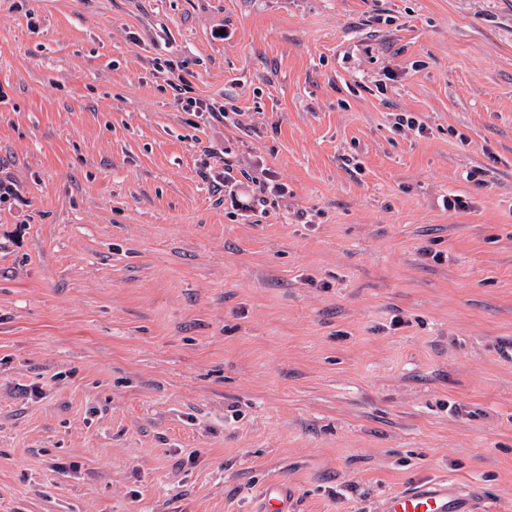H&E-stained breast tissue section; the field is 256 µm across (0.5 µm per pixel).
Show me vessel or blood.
<instances>
[{
    "label": "vessel or blood",
    "mask_w": 512,
    "mask_h": 512,
    "mask_svg": "<svg viewBox=\"0 0 512 512\" xmlns=\"http://www.w3.org/2000/svg\"><path fill=\"white\" fill-rule=\"evenodd\" d=\"M388 512H479L472 492L434 481L394 493Z\"/></svg>",
    "instance_id": "obj_1"
}]
</instances>
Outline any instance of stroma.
I'll return each instance as SVG.
<instances>
[{
    "instance_id": "obj_1",
    "label": "stroma",
    "mask_w": 512,
    "mask_h": 512,
    "mask_svg": "<svg viewBox=\"0 0 512 512\" xmlns=\"http://www.w3.org/2000/svg\"><path fill=\"white\" fill-rule=\"evenodd\" d=\"M0 177V512H512V0H0ZM173 90L177 92L174 95L175 102L177 105L181 107L183 111L186 112H206L208 117H210L213 121L221 122L224 120V108L216 107L213 104H209L203 100L192 98V97H182V87L180 84L172 82L170 84ZM215 183L224 187V196H227L233 207L243 211H255V203L260 204L265 201L268 196H266L267 191L274 196H282L284 194V190L276 184L272 179H266L259 183V192L260 196L256 197L254 195L247 197L246 200L242 199L239 196L238 192L235 190V187L238 185L235 178L224 171V179L222 181H214ZM476 504L472 491L434 481L394 493L388 512H480Z\"/></svg>"
}]
</instances>
